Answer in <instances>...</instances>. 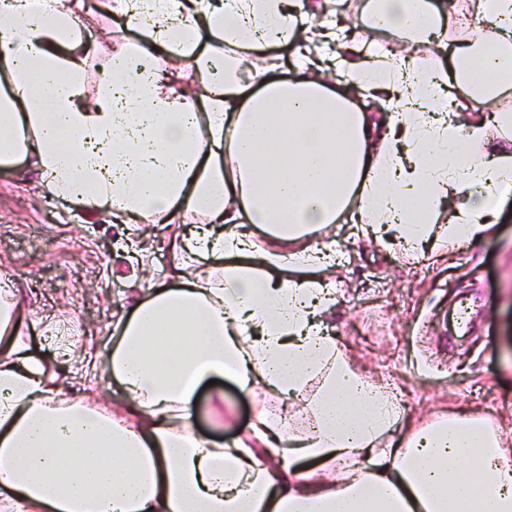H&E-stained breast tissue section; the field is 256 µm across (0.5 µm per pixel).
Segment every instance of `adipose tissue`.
Masks as SVG:
<instances>
[{
	"label": "adipose tissue",
	"instance_id": "adipose-tissue-1",
	"mask_svg": "<svg viewBox=\"0 0 512 512\" xmlns=\"http://www.w3.org/2000/svg\"><path fill=\"white\" fill-rule=\"evenodd\" d=\"M330 0H107L145 36L85 91L77 0H9L0 27V165L28 160L51 194L128 224H183L171 275L87 357L127 407L62 398L17 342L0 278V512H512V437L485 417L437 419L394 440L393 396L363 377L324 321L340 261L323 235L355 212L364 235L421 247L485 237L512 195V113L463 125L512 91V0H470L474 36L429 70L323 23ZM361 30L439 44L446 0H366ZM313 24L300 26L302 15ZM295 47L275 79L260 43ZM169 70H161L158 54ZM343 59L327 80L314 56ZM191 68L206 96L180 91ZM379 100L380 111L356 99ZM266 241L257 249L245 225ZM214 260L206 276L188 262ZM298 394L320 385L307 435L258 411L231 441L194 432L197 390Z\"/></svg>",
	"mask_w": 512,
	"mask_h": 512
}]
</instances>
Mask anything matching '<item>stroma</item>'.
I'll use <instances>...</instances> for the list:
<instances>
[{
    "label": "stroma",
    "instance_id": "obj_1",
    "mask_svg": "<svg viewBox=\"0 0 512 512\" xmlns=\"http://www.w3.org/2000/svg\"><path fill=\"white\" fill-rule=\"evenodd\" d=\"M88 48V94L99 87V65L111 46L136 47L144 36L123 29L104 10L82 12ZM494 232L479 242H429L418 251L381 245L340 220L328 239L347 258L345 282L325 322L354 368L398 395L403 428L446 414L487 416L512 436V196L501 207ZM182 226L150 229L148 259L137 254L135 225L113 223L89 206H75L39 184L26 164L0 166V273L17 289L19 335L50 368L63 392L115 410L126 397L113 381L88 385L64 354L104 351L118 331L117 316L150 283L168 281L173 242ZM470 309L468 329L457 334L448 316ZM216 402L204 387L197 428L213 434L216 416L231 421L225 437L247 428L257 408L284 416L295 433H306L302 396L255 400L230 379L217 385Z\"/></svg>",
    "mask_w": 512,
    "mask_h": 512
}]
</instances>
